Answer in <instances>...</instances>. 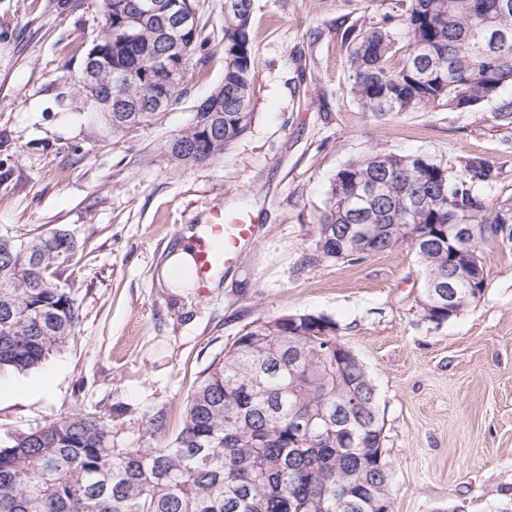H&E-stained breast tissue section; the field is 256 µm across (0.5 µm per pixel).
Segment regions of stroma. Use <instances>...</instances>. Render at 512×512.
I'll return each instance as SVG.
<instances>
[{
  "label": "stroma",
  "instance_id": "obj_1",
  "mask_svg": "<svg viewBox=\"0 0 512 512\" xmlns=\"http://www.w3.org/2000/svg\"><path fill=\"white\" fill-rule=\"evenodd\" d=\"M195 5L204 46L186 94L113 137L78 85L102 0H0V231L73 232L53 278L80 310L63 350L0 378V441L80 412L111 424L114 447L146 446L149 419L176 432L195 382L253 321L311 312L336 320L376 387L394 512H512V246L483 245V300L438 328L408 248L312 259L331 179L375 148L487 160L512 195V85L476 109L377 121L349 93L341 34L401 17L403 0H254V121L218 161L186 165L167 146L224 78V0ZM215 210L254 215L250 244L206 293L171 287L163 269Z\"/></svg>",
  "mask_w": 512,
  "mask_h": 512
}]
</instances>
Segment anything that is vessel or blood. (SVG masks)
<instances>
[{
  "instance_id": "obj_1",
  "label": "vessel or blood",
  "mask_w": 512,
  "mask_h": 512,
  "mask_svg": "<svg viewBox=\"0 0 512 512\" xmlns=\"http://www.w3.org/2000/svg\"><path fill=\"white\" fill-rule=\"evenodd\" d=\"M255 220L249 216H215L200 231L193 252L196 260V286L207 291L216 266L237 264L253 235Z\"/></svg>"
}]
</instances>
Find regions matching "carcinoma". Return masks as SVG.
Here are the masks:
<instances>
[{
    "label": "carcinoma",
    "mask_w": 512,
    "mask_h": 512,
    "mask_svg": "<svg viewBox=\"0 0 512 512\" xmlns=\"http://www.w3.org/2000/svg\"><path fill=\"white\" fill-rule=\"evenodd\" d=\"M406 50L388 26L350 27L354 82L362 111L388 119L434 109L479 106L512 84V0H406ZM253 0H224V125L211 139L189 127L168 145L195 165L223 157L250 127L254 68ZM154 23L106 24L88 53L100 64L98 95L87 99L114 136L113 113L99 93L136 70L156 88L165 75L149 64L163 53ZM492 165L447 167L422 155L374 150L349 161L330 181L312 259L361 263L402 246L420 267V311L449 283L452 254L484 269L480 246L512 243V196L494 194ZM471 229L464 243L448 228ZM76 243L49 235H0V376L26 373L66 347L79 326L76 290L49 269ZM456 286L453 307L430 310L435 327L484 299ZM337 322L323 314L258 321L214 361L187 396L173 437L150 423L146 448L112 447V426L74 413L13 435L0 445V512H393V464L385 423L363 363L336 361ZM307 418L300 430L294 419Z\"/></svg>",
    "instance_id": "carcinoma-1"
}]
</instances>
